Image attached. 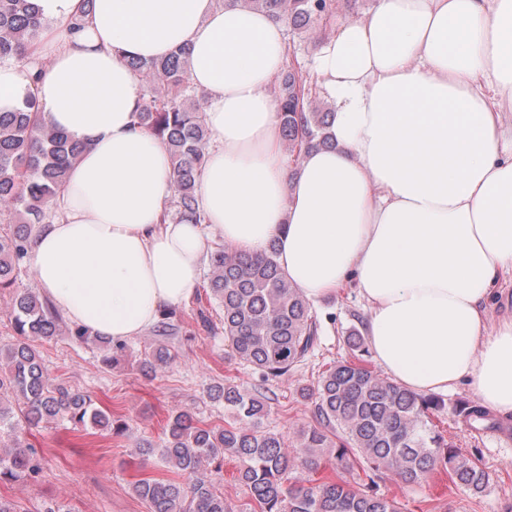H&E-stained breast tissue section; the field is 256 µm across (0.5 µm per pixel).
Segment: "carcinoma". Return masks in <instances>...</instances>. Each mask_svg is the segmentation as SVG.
I'll return each instance as SVG.
<instances>
[{"mask_svg":"<svg viewBox=\"0 0 512 512\" xmlns=\"http://www.w3.org/2000/svg\"><path fill=\"white\" fill-rule=\"evenodd\" d=\"M296 29L336 14V0H236ZM47 26L33 0H0V63L25 65ZM130 66L157 76L164 92L141 97L137 123L167 147L175 194L167 216L196 215L195 193L206 158L205 109L196 104L190 83L188 52L180 48L160 61L134 59ZM281 132L295 158L328 143L330 113L311 108L307 80L290 70L277 86ZM33 96L25 109L0 112V290L12 293L8 317L21 340L0 344V484L38 483L44 458L28 442L42 424L69 423L76 431L108 435L127 431L88 394L76 392L45 374L36 343L68 332L102 352V363L118 362L126 345L65 328L48 298L16 286V270L27 256L37 225L44 223L50 200L66 182L83 144L52 128L37 112ZM271 242L250 254L224 244L211 251L208 299L222 313L224 341L243 363L264 378H286L308 360L319 344L321 323L311 303L282 275ZM161 336L178 329L177 311L163 312ZM353 359L328 366L317 384L301 390L316 424L299 432L292 447L266 430L268 403L260 392L231 383L210 387V400L224 404L231 420L222 426L195 421L184 412L168 416L161 442L138 446L139 455L156 456L175 478H141L136 495L150 512H233L204 475L222 469L224 459L238 463L237 480L246 486L250 512H402L400 502L376 488L388 472L404 484H418L435 470L473 494L490 481L479 459L463 454L433 423L446 403L437 395H418L365 365L367 350L359 331L347 338ZM174 360L168 344L144 350L138 366L144 373ZM453 413L472 427L495 426L489 412L458 402ZM357 462L367 482L312 479L320 469L336 471Z\"/></svg>","mask_w":512,"mask_h":512,"instance_id":"cac0c4a2","label":"carcinoma"}]
</instances>
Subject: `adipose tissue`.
I'll return each instance as SVG.
<instances>
[{
	"mask_svg": "<svg viewBox=\"0 0 512 512\" xmlns=\"http://www.w3.org/2000/svg\"><path fill=\"white\" fill-rule=\"evenodd\" d=\"M48 30L38 82L0 65V112L35 96L45 121L86 143L28 260L72 326L121 344L187 301L212 234L246 253L277 241L282 274L310 302L354 286L381 369L410 392L468 384L512 416V0H374L338 21L315 72L332 147L287 167L274 80L285 24L237 0H36ZM190 52L207 98L202 223L166 222V146L138 126L129 61Z\"/></svg>",
	"mask_w": 512,
	"mask_h": 512,
	"instance_id": "1",
	"label": "adipose tissue"
}]
</instances>
